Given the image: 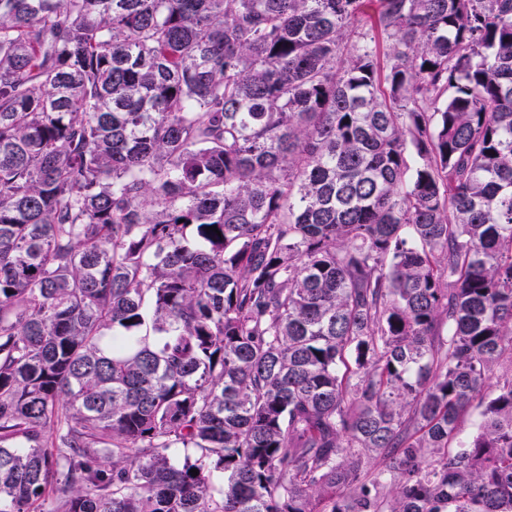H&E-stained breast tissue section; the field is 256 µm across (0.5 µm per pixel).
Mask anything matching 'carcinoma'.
I'll list each match as a JSON object with an SVG mask.
<instances>
[{
    "instance_id": "obj_1",
    "label": "carcinoma",
    "mask_w": 512,
    "mask_h": 512,
    "mask_svg": "<svg viewBox=\"0 0 512 512\" xmlns=\"http://www.w3.org/2000/svg\"><path fill=\"white\" fill-rule=\"evenodd\" d=\"M380 2L0 0V512H512V0Z\"/></svg>"
}]
</instances>
